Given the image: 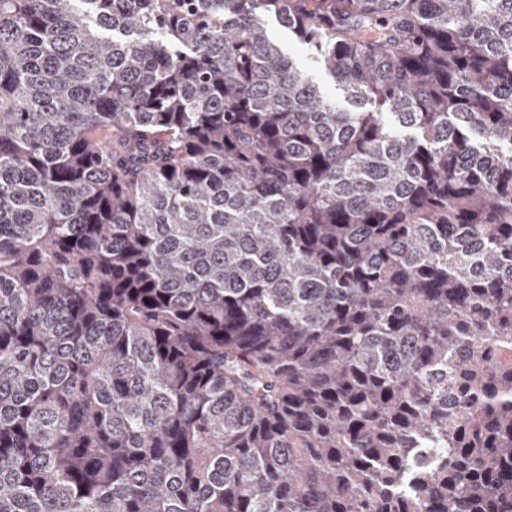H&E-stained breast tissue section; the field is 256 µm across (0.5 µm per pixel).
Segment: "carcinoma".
Returning <instances> with one entry per match:
<instances>
[{"mask_svg": "<svg viewBox=\"0 0 512 512\" xmlns=\"http://www.w3.org/2000/svg\"><path fill=\"white\" fill-rule=\"evenodd\" d=\"M0 512H512V0H0ZM264 21L269 36L282 47L287 55L295 60L298 68L319 85L327 97L338 103L342 102L343 92L325 74L315 55L305 46L288 37V29L282 27L274 18H264Z\"/></svg>", "mask_w": 512, "mask_h": 512, "instance_id": "1", "label": "carcinoma"}]
</instances>
